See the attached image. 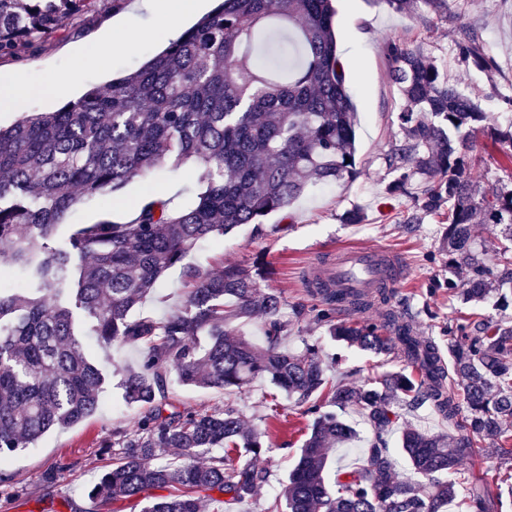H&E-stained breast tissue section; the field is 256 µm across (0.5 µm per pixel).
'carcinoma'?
<instances>
[{
	"mask_svg": "<svg viewBox=\"0 0 512 512\" xmlns=\"http://www.w3.org/2000/svg\"><path fill=\"white\" fill-rule=\"evenodd\" d=\"M397 13L429 15L450 0H384ZM96 0H0V59L16 57ZM332 0H218L216 6L143 64L93 86L54 112H33L0 127V465L46 433L74 426L100 406L105 374L85 351L74 313L90 321L103 346L137 348L135 365H116L125 401L141 409L136 430L112 431V465L88 491L98 506L143 499L142 512H201L252 498L267 482L260 459L268 432L249 428L233 406L163 414L167 375L181 383L240 393L267 378L312 420L300 457L264 512H441L456 495L461 461L512 444V323L473 315L458 321L448 353L417 335L413 321L388 307L393 291L309 288L313 319L329 336L364 351L403 358L406 369L361 385L331 383L321 348L281 350L288 332L279 295L266 285L258 256L250 266L203 270L185 259L196 244L261 224L319 185L352 181L358 117L345 83ZM467 69H498L478 31L456 33ZM389 79L397 89L399 133L385 153L397 177L391 194L410 196L424 215L448 222V264H464L463 283H448L461 302L480 303L512 284V188H485L466 153L487 132L512 162V129L503 131L478 100L448 76L420 44L389 39ZM204 189L175 206L152 198L128 222L103 217L57 232L83 198L112 193L160 169L187 163ZM474 224L501 226L487 256ZM178 267L184 300L161 321L134 311ZM381 305L380 318L364 317ZM349 319L336 321V311ZM260 317L264 348L235 336L233 324ZM430 405L448 433L402 431L399 445L425 483H406L393 468L386 436L398 409ZM357 408L373 438L363 464L327 465L326 449L350 444L354 429L336 409ZM466 411H461V408ZM215 448L224 455L206 463ZM486 477L468 481L469 512H489ZM163 494L151 496L149 492Z\"/></svg>",
	"mask_w": 512,
	"mask_h": 512,
	"instance_id": "cac0c4a2",
	"label": "carcinoma"
}]
</instances>
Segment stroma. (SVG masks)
Returning <instances> with one entry per match:
<instances>
[{"label": "stroma", "instance_id": "obj_1", "mask_svg": "<svg viewBox=\"0 0 512 512\" xmlns=\"http://www.w3.org/2000/svg\"><path fill=\"white\" fill-rule=\"evenodd\" d=\"M335 6L336 32L347 43L346 81L358 113L360 175L300 197L285 210L269 215L262 226L246 224L224 238L205 242L191 251L189 260L211 269L223 262L248 265L257 255H264L274 270L268 285L281 295L283 315L290 323L282 349L297 351L304 342L318 343L329 363L327 376L358 385L366 378L399 370L402 361L334 341L324 327L311 320L314 301L306 288L311 261L330 262L334 250L344 244L388 249L405 267L403 280L394 288L395 305L411 315L419 335L434 338L443 349L448 346L449 326L465 312L459 300L448 294L449 282H461L464 274L461 269L449 268L448 256L441 248L445 225L436 216L424 217L416 224L400 223V216L412 209L413 200L387 191L394 175L386 166L384 153L398 131L394 119L399 97L389 81L384 43L389 38L427 42L449 80L479 96L483 109L501 129L512 128V0H454L447 14L430 23L393 12L385 0H336ZM138 15L136 0H122L117 6L112 0H97L91 11L37 41L21 58L0 61V79L18 72L36 90L17 110L0 112V125L9 126L28 112L58 110L88 88L126 75L161 51L166 39H136L131 45L113 48L106 68L74 74V57L88 41L103 38L117 21L136 25ZM464 25L480 30L498 61L494 77L458 65L455 38ZM50 77L66 83L64 94H41ZM469 157L474 177L481 184L512 181V164L504 161L484 134L475 136ZM198 189L194 171L164 172L116 192L109 213L113 220L126 222L131 220L134 206L162 192H170L176 202L183 203ZM354 207L363 211V223H343L344 212ZM117 382V376H110L100 407L91 417L49 432L13 457L6 468L13 480L0 483V512H87L90 503L84 490L112 462L102 442L111 440L114 429L135 430L139 419L138 410L123 401ZM274 391L268 380L258 379L242 394L228 398L221 390L189 387L176 376L168 378L167 411L203 410L229 403L248 426L270 433L271 449L263 460L268 482L256 498L232 506L231 512H263L267 498L282 489L300 454L303 431L310 420L291 400L275 396ZM53 467L61 473L52 487H43L42 476ZM500 471L512 472V451L465 458L458 477L464 480L473 472L487 473V497L494 504L512 496V488L494 479Z\"/></svg>", "mask_w": 512, "mask_h": 512}]
</instances>
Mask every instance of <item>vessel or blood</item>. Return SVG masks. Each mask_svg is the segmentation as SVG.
I'll return each mask as SVG.
<instances>
[{
    "mask_svg": "<svg viewBox=\"0 0 512 512\" xmlns=\"http://www.w3.org/2000/svg\"><path fill=\"white\" fill-rule=\"evenodd\" d=\"M331 274L345 292L362 294L393 284L398 267L382 249L348 246L338 252Z\"/></svg>",
    "mask_w": 512,
    "mask_h": 512,
    "instance_id": "1",
    "label": "vessel or blood"
}]
</instances>
